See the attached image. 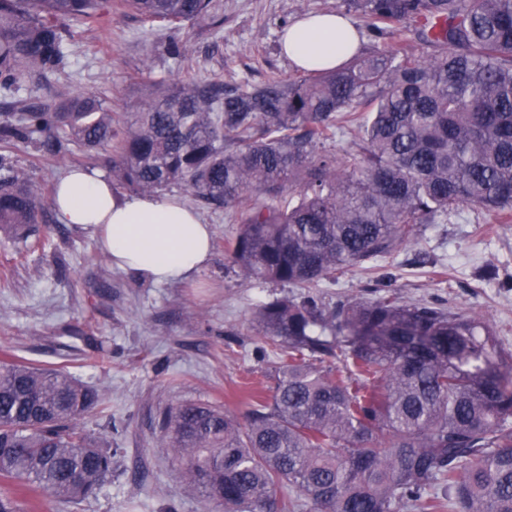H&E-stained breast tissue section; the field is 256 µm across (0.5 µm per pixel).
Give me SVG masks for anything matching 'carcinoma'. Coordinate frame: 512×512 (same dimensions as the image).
<instances>
[{
	"mask_svg": "<svg viewBox=\"0 0 512 512\" xmlns=\"http://www.w3.org/2000/svg\"><path fill=\"white\" fill-rule=\"evenodd\" d=\"M379 38L405 39L288 81L159 86L135 111L87 93L0 108V236L25 243L48 206L14 153L109 148L110 180L174 185L233 210L242 272L309 288L258 305L278 355L268 394L238 418L203 403L162 415L159 444L224 512H512V353L483 318L372 300L328 307L313 289L390 256L420 224L461 211L512 219V0H340ZM176 29L224 26L221 0H0V92L66 68L64 21L114 11ZM350 136L334 151L338 136ZM101 404L63 370L0 361V512L18 493L67 502L112 477V449L80 427Z\"/></svg>",
	"mask_w": 512,
	"mask_h": 512,
	"instance_id": "carcinoma-1",
	"label": "carcinoma"
}]
</instances>
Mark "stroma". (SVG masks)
<instances>
[{
	"mask_svg": "<svg viewBox=\"0 0 512 512\" xmlns=\"http://www.w3.org/2000/svg\"><path fill=\"white\" fill-rule=\"evenodd\" d=\"M224 26L213 32L147 23L113 14L102 27L68 21L71 66L20 96L50 104L64 93L106 98L113 111H133L145 97L140 80L212 81L231 89L298 70L283 54L284 23L333 12L339 0H223ZM184 45L181 57L167 42ZM18 160L43 191L72 166L107 171L109 154L51 156L19 150ZM171 194L213 229L210 263L192 280L155 284L113 267L93 231L57 221L37 226L28 244L0 241V359L62 368L98 389L104 412L80 424L116 448L112 479L78 504L47 495L21 498V512H224L186 488L179 464L159 445L158 420L176 403H211L236 414L266 385L276 362L252 324L256 307L292 287L265 283L231 268L228 242L237 232L227 209L190 190ZM393 282L408 302H424L490 320L512 350V222L463 211L448 224H425L412 241L374 268H354L325 286L327 301L378 296Z\"/></svg>",
	"mask_w": 512,
	"mask_h": 512,
	"instance_id": "stroma-1",
	"label": "stroma"
}]
</instances>
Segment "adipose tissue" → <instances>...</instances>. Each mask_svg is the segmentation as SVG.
I'll use <instances>...</instances> for the list:
<instances>
[{"instance_id": "1", "label": "adipose tissue", "mask_w": 512, "mask_h": 512, "mask_svg": "<svg viewBox=\"0 0 512 512\" xmlns=\"http://www.w3.org/2000/svg\"><path fill=\"white\" fill-rule=\"evenodd\" d=\"M356 27L334 13L296 20L282 43L299 68H333L358 48ZM59 223L94 230L101 249L118 268L153 283L192 278L209 262L212 229L179 197L122 194L101 172L72 168L51 199Z\"/></svg>"}]
</instances>
